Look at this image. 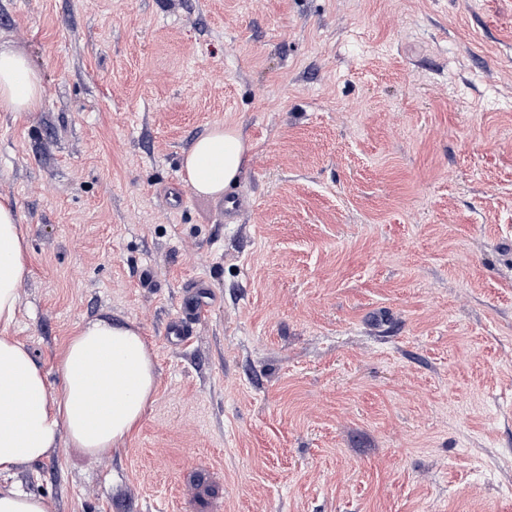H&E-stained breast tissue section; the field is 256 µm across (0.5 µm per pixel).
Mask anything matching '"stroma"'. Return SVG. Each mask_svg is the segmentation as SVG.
<instances>
[{
    "instance_id": "obj_1",
    "label": "stroma",
    "mask_w": 512,
    "mask_h": 512,
    "mask_svg": "<svg viewBox=\"0 0 512 512\" xmlns=\"http://www.w3.org/2000/svg\"><path fill=\"white\" fill-rule=\"evenodd\" d=\"M5 42L45 85L0 112L14 334L53 387L99 317L157 369L123 448H58L25 490L54 512H512V0H0ZM218 122L254 151L197 196L183 155Z\"/></svg>"
}]
</instances>
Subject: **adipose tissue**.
I'll return each mask as SVG.
<instances>
[{
  "label": "adipose tissue",
  "instance_id": "1",
  "mask_svg": "<svg viewBox=\"0 0 512 512\" xmlns=\"http://www.w3.org/2000/svg\"><path fill=\"white\" fill-rule=\"evenodd\" d=\"M45 87L22 52L0 44V112H37ZM253 144L233 123L198 137L182 160L185 183L215 197L238 179ZM28 250L15 202L0 200V512H51L49 502L10 476L23 463L59 447L104 455L122 447L142 420L157 383L156 363L140 331L98 318L80 325L56 366L50 388L25 344L10 336L19 313L18 285L28 273Z\"/></svg>",
  "mask_w": 512,
  "mask_h": 512
}]
</instances>
